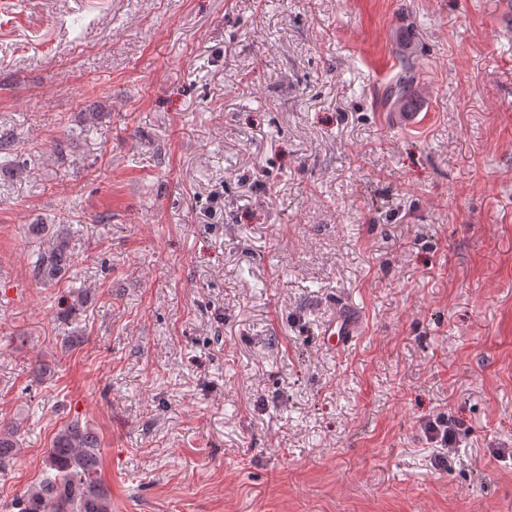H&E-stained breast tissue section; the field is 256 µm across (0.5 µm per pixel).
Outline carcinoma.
<instances>
[{
  "instance_id": "obj_1",
  "label": "carcinoma",
  "mask_w": 512,
  "mask_h": 512,
  "mask_svg": "<svg viewBox=\"0 0 512 512\" xmlns=\"http://www.w3.org/2000/svg\"><path fill=\"white\" fill-rule=\"evenodd\" d=\"M70 262L69 242L61 231L52 247L38 254L34 278L43 284L66 273ZM19 428H0V474H7L18 448ZM100 443L87 425L74 421L53 437L45 457L40 482L21 494L10 509L14 512H112L111 500L100 479Z\"/></svg>"
}]
</instances>
